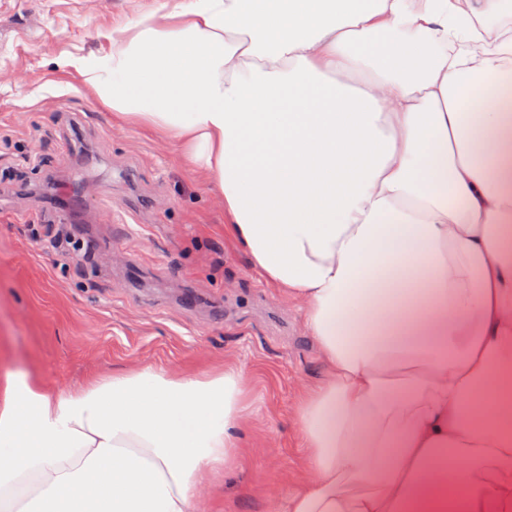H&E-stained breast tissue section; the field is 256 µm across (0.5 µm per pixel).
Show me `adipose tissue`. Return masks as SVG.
Returning <instances> with one entry per match:
<instances>
[{
    "label": "adipose tissue",
    "mask_w": 512,
    "mask_h": 512,
    "mask_svg": "<svg viewBox=\"0 0 512 512\" xmlns=\"http://www.w3.org/2000/svg\"><path fill=\"white\" fill-rule=\"evenodd\" d=\"M503 0H162L69 65L224 199L321 379L273 512H512ZM241 374L0 375V512H201Z\"/></svg>",
    "instance_id": "ef3b65f1"
}]
</instances>
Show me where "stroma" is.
<instances>
[{
	"label": "stroma",
	"instance_id": "obj_1",
	"mask_svg": "<svg viewBox=\"0 0 512 512\" xmlns=\"http://www.w3.org/2000/svg\"><path fill=\"white\" fill-rule=\"evenodd\" d=\"M159 0H0V371L77 387L130 367L241 372L253 411L207 512H268L301 476L297 405L319 377L298 302L224 234V200L126 125L67 58ZM133 212L134 232L116 224ZM94 245L69 262L42 227Z\"/></svg>",
	"mask_w": 512,
	"mask_h": 512
}]
</instances>
